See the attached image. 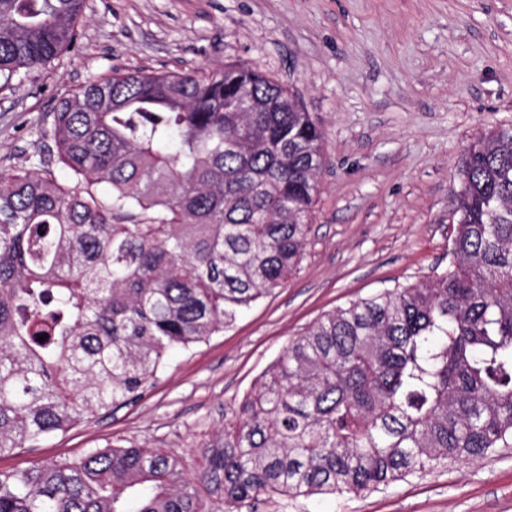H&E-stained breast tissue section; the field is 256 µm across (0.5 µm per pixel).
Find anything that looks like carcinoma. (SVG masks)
I'll return each mask as SVG.
<instances>
[{"mask_svg": "<svg viewBox=\"0 0 512 512\" xmlns=\"http://www.w3.org/2000/svg\"><path fill=\"white\" fill-rule=\"evenodd\" d=\"M85 8L0 0V82L72 48ZM52 132L71 184L0 171V456L137 402L173 350L281 287L305 255L324 157L311 113L247 61L92 77ZM460 175L448 270L289 340L201 468L95 448L0 471V512H207L200 484L234 512L512 448V127L474 140Z\"/></svg>", "mask_w": 512, "mask_h": 512, "instance_id": "obj_1", "label": "carcinoma"}]
</instances>
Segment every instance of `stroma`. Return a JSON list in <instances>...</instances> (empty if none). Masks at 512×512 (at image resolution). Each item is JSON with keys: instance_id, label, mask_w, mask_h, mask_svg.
Returning a JSON list of instances; mask_svg holds the SVG:
<instances>
[{"instance_id": "obj_1", "label": "stroma", "mask_w": 512, "mask_h": 512, "mask_svg": "<svg viewBox=\"0 0 512 512\" xmlns=\"http://www.w3.org/2000/svg\"><path fill=\"white\" fill-rule=\"evenodd\" d=\"M78 31L74 48L0 86V170L41 171L53 111L92 77L238 60L298 93L325 133V162L306 254L281 288L173 351L140 401L0 456V471L106 447L197 460L225 411L322 314L448 269L460 158L512 126V0H88ZM240 512H512V448L359 496H276Z\"/></svg>"}]
</instances>
